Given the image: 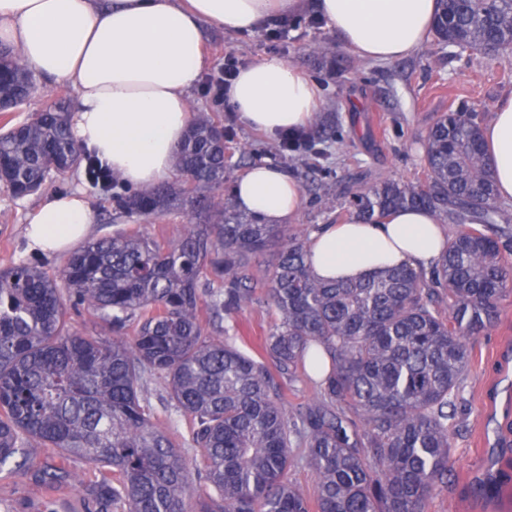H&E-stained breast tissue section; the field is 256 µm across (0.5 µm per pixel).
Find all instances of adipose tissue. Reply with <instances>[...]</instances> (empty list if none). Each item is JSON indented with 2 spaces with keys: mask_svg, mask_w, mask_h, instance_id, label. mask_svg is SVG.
I'll use <instances>...</instances> for the list:
<instances>
[{
  "mask_svg": "<svg viewBox=\"0 0 512 512\" xmlns=\"http://www.w3.org/2000/svg\"><path fill=\"white\" fill-rule=\"evenodd\" d=\"M314 5L343 45L366 62L408 57L427 40L436 0H0V42L47 83L75 91L72 132L121 181L147 187L170 178L205 64L203 27L249 33ZM240 122L270 137L308 128L321 90L298 65L263 57L242 68L226 93ZM496 196L512 200V95L483 129ZM237 209L264 224H291L303 189L288 169L262 160L234 187ZM94 220L82 191L44 198L29 213L30 251L55 253L84 239ZM445 243L436 214L403 208L379 221L349 215L310 239L324 280L357 281L406 265L428 270Z\"/></svg>",
  "mask_w": 512,
  "mask_h": 512,
  "instance_id": "adipose-tissue-1",
  "label": "adipose tissue"
}]
</instances>
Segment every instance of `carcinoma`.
<instances>
[{"label":"carcinoma","instance_id":"1","mask_svg":"<svg viewBox=\"0 0 512 512\" xmlns=\"http://www.w3.org/2000/svg\"><path fill=\"white\" fill-rule=\"evenodd\" d=\"M437 2V42L512 47V0ZM33 81L0 46V102L22 105ZM65 112L56 103L0 133L12 195L40 191L50 160L80 164ZM229 140L222 120L201 118L176 152L178 184L112 197L116 215L142 223L190 207L178 238L118 233L81 246L57 276L31 263L0 271V467L23 468L42 448L84 458L101 472L88 489L94 512H422L451 466L448 407L468 337L512 295V233L491 229L497 198L479 124L440 113L424 183L350 193L367 220L417 207L459 227L430 276L405 266L352 283L311 273L302 232L234 208ZM272 244L275 267L253 266ZM259 290L276 315L263 344L272 368L221 336ZM81 308L111 335L74 332ZM306 363L322 375L320 393L290 414L282 379ZM152 376L192 425L191 461L141 396ZM297 461L316 472L313 504L288 480ZM35 478L50 490L75 480L62 466Z\"/></svg>","mask_w":512,"mask_h":512}]
</instances>
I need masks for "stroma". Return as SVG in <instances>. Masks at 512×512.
<instances>
[{
	"label": "stroma",
	"mask_w": 512,
	"mask_h": 512,
	"mask_svg": "<svg viewBox=\"0 0 512 512\" xmlns=\"http://www.w3.org/2000/svg\"><path fill=\"white\" fill-rule=\"evenodd\" d=\"M206 66L193 91V115L222 116L233 138L224 150V176L236 182L247 165L239 148L250 145L258 159L287 168L303 186V205L295 223L307 232L315 224L344 221L349 207L346 186L356 176L365 185L386 179L415 181L423 178L424 144L436 117L454 109L472 113L486 124L504 95L512 94V63L504 57L468 55L428 40L409 57L386 63L365 62L343 46L336 31L314 11L287 16L260 26L256 31L229 34L206 27ZM249 64L265 56L297 63L320 86L324 105L308 134L310 148L281 151L280 139L245 128L225 116L207 92L206 80L224 67L226 54ZM65 102L75 108L71 86L37 81L29 99L18 109L0 112V128L23 120L31 113ZM81 189L94 214L90 239L116 232H138L157 239L179 236L187 221L175 211L151 224L113 219L112 194L92 186L84 167H77L48 183L42 191L16 198L0 190V270L20 263H36L58 274L67 256L38 254L27 249L23 234L27 214L46 196ZM243 333H235L232 321H224V338L253 356H261L262 341L275 314L257 302L241 315ZM470 365L454 396L450 431L453 466L447 482L438 484L423 504V512H512V480L495 496H479L472 490L474 473L493 469L512 476V297L503 301L498 318L468 342ZM153 418L176 443L186 446L191 424L167 396L162 379L147 380L142 392ZM65 464L77 484L50 492L40 487L36 470ZM96 467L80 458L60 460L52 450H42L28 470L0 469V512H89L86 482L94 480Z\"/></svg>",
	"instance_id": "obj_1"
}]
</instances>
